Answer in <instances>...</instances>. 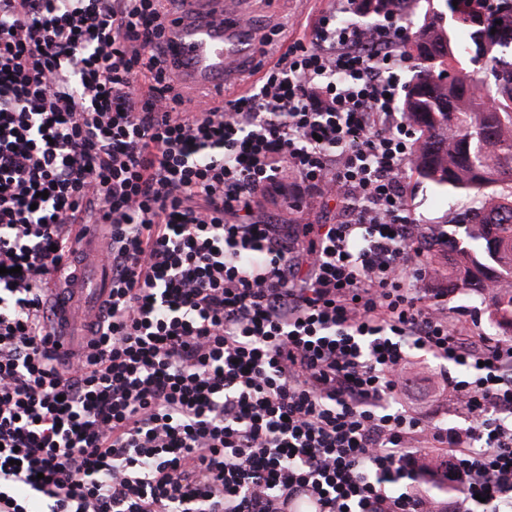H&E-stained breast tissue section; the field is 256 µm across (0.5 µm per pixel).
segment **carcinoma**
<instances>
[{
	"instance_id": "carcinoma-1",
	"label": "carcinoma",
	"mask_w": 512,
	"mask_h": 512,
	"mask_svg": "<svg viewBox=\"0 0 512 512\" xmlns=\"http://www.w3.org/2000/svg\"><path fill=\"white\" fill-rule=\"evenodd\" d=\"M436 0L403 45L413 61L402 113L419 133L410 173L465 200L430 259L436 287L480 299L512 334V0Z\"/></svg>"
}]
</instances>
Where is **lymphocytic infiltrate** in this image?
<instances>
[{
  "mask_svg": "<svg viewBox=\"0 0 512 512\" xmlns=\"http://www.w3.org/2000/svg\"><path fill=\"white\" fill-rule=\"evenodd\" d=\"M168 3L0 0V512H512V341L419 287L446 237L407 210L400 12L338 0L189 111ZM311 191L343 218L256 212ZM93 235L112 275L61 354ZM430 358L465 427L407 403Z\"/></svg>",
  "mask_w": 512,
  "mask_h": 512,
  "instance_id": "obj_1",
  "label": "lymphocytic infiltrate"
}]
</instances>
